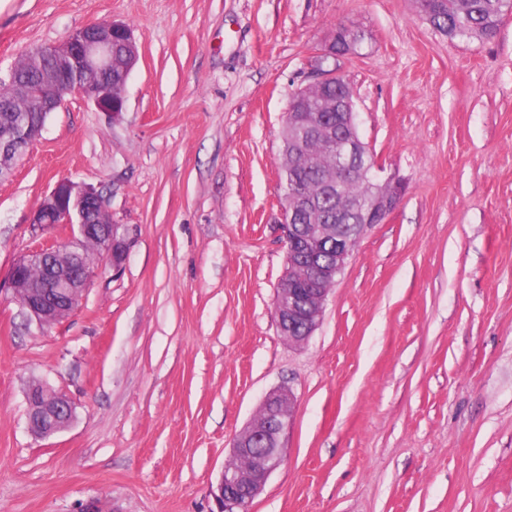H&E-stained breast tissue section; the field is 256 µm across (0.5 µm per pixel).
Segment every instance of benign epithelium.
I'll return each instance as SVG.
<instances>
[{
    "mask_svg": "<svg viewBox=\"0 0 512 512\" xmlns=\"http://www.w3.org/2000/svg\"><path fill=\"white\" fill-rule=\"evenodd\" d=\"M355 51L351 39H332L325 52L333 57H344ZM123 59L119 72H112L115 57ZM138 58V42L133 30L126 24L101 21L87 24L69 33L53 46L36 50L40 77L34 82L19 79L11 71L9 83L21 88L32 102L30 111L7 122L0 129V178L8 175L22 157L26 147L41 135L49 113L55 111L66 96L77 94L94 103L104 112L123 111L124 88ZM348 86L342 75L321 72L312 83L298 90L303 94L311 90L325 91L330 86ZM344 123L346 135L337 142V164L329 171L332 186H339V177L362 165V173L375 185L376 193L366 201L354 204L362 223L356 225V238L373 224L381 223L393 210L400 198L402 184L393 176L383 175V169L368 161L365 144L358 134L357 115L352 92H347ZM319 130L302 126L299 133L282 140L284 167L299 162V142ZM314 204L284 190L282 225L285 244L295 234L294 224L302 215H311ZM32 224L65 229L68 242L48 240L13 266L9 290L20 303L29 319L39 326L59 322L78 306L89 288L93 273L81 268V249L87 240H95L104 256L114 266L124 260L127 244L122 225L112 223L102 195L95 188L61 179L44 196L36 209ZM303 239L310 243H325L336 251V262L315 267V256L309 250L299 257L302 269L308 273L318 269L322 276L334 280L342 272L354 252L340 224H309L302 227ZM297 262V263H299ZM297 263L292 262L289 269ZM38 264L43 277L31 281L26 271ZM329 289L295 288L293 281L283 277L280 281L274 309L280 333L295 343L305 342L320 323ZM27 429L35 438H47L69 428L75 420L71 401L61 394L51 393L40 383L29 386ZM293 420V395L286 389H275L265 398L258 412L239 433L232 454L237 460L247 458L243 467L233 465L223 469L213 490L217 512H249V505L260 493L270 474L284 460V439ZM258 444L264 446L260 454L254 453Z\"/></svg>",
    "mask_w": 512,
    "mask_h": 512,
    "instance_id": "benign-epithelium-1",
    "label": "benign epithelium"
}]
</instances>
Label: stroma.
<instances>
[{
	"instance_id": "1",
	"label": "stroma",
	"mask_w": 512,
	"mask_h": 512,
	"mask_svg": "<svg viewBox=\"0 0 512 512\" xmlns=\"http://www.w3.org/2000/svg\"><path fill=\"white\" fill-rule=\"evenodd\" d=\"M103 20L141 41L125 108L67 96L0 181V282L57 238L31 218L61 179L101 193L128 248L55 325L0 293V512H212L278 387L286 457L249 512H512V15L469 42L413 0H0V81ZM340 24L355 53L323 57ZM320 69L404 190L298 345L274 314L281 144ZM34 379L76 409L43 440Z\"/></svg>"
}]
</instances>
